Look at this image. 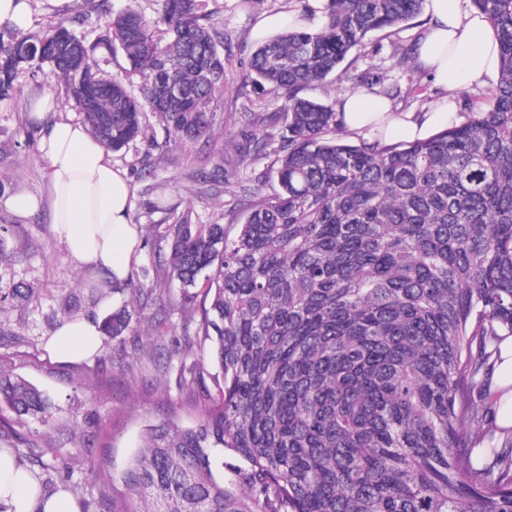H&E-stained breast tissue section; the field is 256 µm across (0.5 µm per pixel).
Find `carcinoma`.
Listing matches in <instances>:
<instances>
[{
  "mask_svg": "<svg viewBox=\"0 0 512 512\" xmlns=\"http://www.w3.org/2000/svg\"><path fill=\"white\" fill-rule=\"evenodd\" d=\"M424 0H325L260 43L244 82L284 101L254 134L273 146L241 224H202L193 204L155 227L168 248L151 285L104 325L133 330L135 303L178 282L173 306L211 342L215 392L196 422L145 429L120 475L118 512H512V428L487 423L489 371L512 336V0H472L500 70L473 117L427 140L346 142L312 86L366 83L355 50L376 32L395 65ZM321 13L320 25L301 21ZM59 21L0 36V98L47 66L90 132L119 151L147 136H210L224 91V30L200 0L129 7L94 42ZM122 50L139 94L94 68ZM174 85L181 97L164 100ZM272 181L273 190L264 184ZM53 417L51 399L0 365V412ZM61 469L106 470L53 449Z\"/></svg>",
  "mask_w": 512,
  "mask_h": 512,
  "instance_id": "carcinoma-1",
  "label": "carcinoma"
}]
</instances>
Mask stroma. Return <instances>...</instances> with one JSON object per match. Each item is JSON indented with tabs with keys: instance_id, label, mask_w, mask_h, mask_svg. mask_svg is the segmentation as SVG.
<instances>
[{
	"instance_id": "obj_1",
	"label": "stroma",
	"mask_w": 512,
	"mask_h": 512,
	"mask_svg": "<svg viewBox=\"0 0 512 512\" xmlns=\"http://www.w3.org/2000/svg\"><path fill=\"white\" fill-rule=\"evenodd\" d=\"M27 32L38 34L53 22L84 15L76 32L95 39L105 29L104 15L87 12L86 0H29ZM207 9L224 29V94L211 105L215 134L194 142H170L156 149L139 140L114 152L112 163L124 171L133 193L132 219L141 230L137 258L131 267L133 279L151 281L158 262L160 241L155 224L173 209L194 204L200 222L238 224L243 207L235 206L223 185L193 183L187 178V158H194L206 171L225 166L240 181L265 170L264 153L252 152L247 164L237 165L233 141H241L256 128L254 101H262L267 112L281 111L283 103L274 95L241 84L257 47L252 32L261 14H299V0H207ZM54 95L60 103L59 116L78 119L69 107L64 87L47 71L23 74L13 96L0 101V224L13 225L6 236L10 259L0 264V289L23 285L30 291L26 300L0 303V364L45 391L56 405L49 423L27 422L23 433L42 448L41 462L21 453L19 464L49 489L70 487L84 512H110L111 476L119 475L140 444L146 425L176 417L182 424L194 421L193 405L200 384L180 378V360L189 343L196 340L195 326L185 325L180 316L159 302L143 307L142 318L163 322L168 330L161 340L146 335L102 336L98 354L82 363L57 361L46 349L49 336L65 321L78 317L106 320L126 305L127 293L100 297L95 289L100 276L82 270L70 260L51 222L48 210L23 215L9 206L19 195L44 196L45 167L40 160L38 132L28 119L26 106L34 95ZM89 444L109 474L108 481L77 472L66 476L54 469L52 449L78 450Z\"/></svg>"
}]
</instances>
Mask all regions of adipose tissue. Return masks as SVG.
<instances>
[{
	"label": "adipose tissue",
	"mask_w": 512,
	"mask_h": 512,
	"mask_svg": "<svg viewBox=\"0 0 512 512\" xmlns=\"http://www.w3.org/2000/svg\"><path fill=\"white\" fill-rule=\"evenodd\" d=\"M427 15L429 24L416 60L437 86L451 92L464 85L485 84L498 75L494 30L471 0H428ZM451 106L444 98L426 112L395 113L388 100L360 89L346 94L337 110L345 130H366L386 141L400 133L412 141L429 138L455 122ZM58 109L49 94L29 103L48 195L43 199L20 196L12 205L23 213L49 206L55 233L71 261L124 281L139 246L130 186L124 173L113 166L110 150L81 122L57 118ZM100 334L96 320L73 319L57 329L48 350L61 361L77 363L97 354ZM0 512H77V508L67 491L41 493L28 470L1 450Z\"/></svg>",
	"instance_id": "obj_1"
}]
</instances>
